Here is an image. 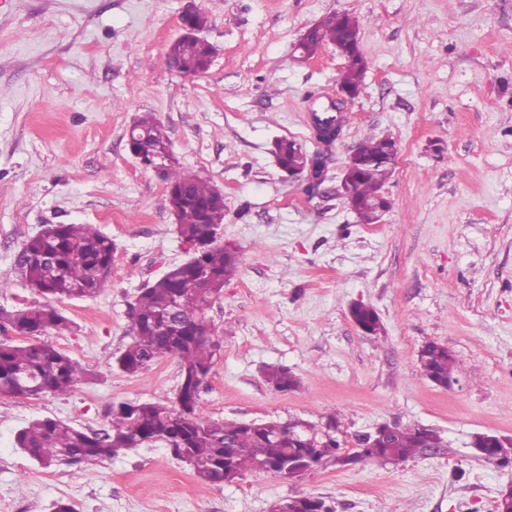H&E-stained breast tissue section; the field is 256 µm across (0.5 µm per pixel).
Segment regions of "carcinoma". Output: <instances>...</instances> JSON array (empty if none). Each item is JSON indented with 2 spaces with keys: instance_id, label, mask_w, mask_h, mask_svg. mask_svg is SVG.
Returning a JSON list of instances; mask_svg holds the SVG:
<instances>
[{
  "instance_id": "obj_1",
  "label": "carcinoma",
  "mask_w": 512,
  "mask_h": 512,
  "mask_svg": "<svg viewBox=\"0 0 512 512\" xmlns=\"http://www.w3.org/2000/svg\"><path fill=\"white\" fill-rule=\"evenodd\" d=\"M359 30L356 18L348 13L328 16L315 24L305 50L315 54L325 45L342 44L352 31ZM214 49L206 41L173 42L167 57L186 73L209 69ZM354 60L344 67L339 87L359 94L368 61L358 45H353ZM135 126L144 144L154 150L169 146L163 125L152 113L139 117ZM287 138L275 142L274 155L286 167L303 166L306 158ZM390 145L386 138L368 137L360 144L362 162L353 171L354 196L359 206L357 216L365 224L376 222L370 206L391 175L393 165L387 160ZM167 199L176 210L177 229L183 242H193L215 233L224 224V197L218 189L199 177L171 164L166 173ZM51 232L30 239L18 251L14 271L46 302L13 312L8 317L12 329L21 335L17 342L0 341V393L11 395L21 390L41 395H63L85 377L84 369L53 345L40 340L48 330H62L69 320L53 301L93 297L108 286L112 274L114 244L91 224H53ZM192 264L174 268L170 275L141 289L130 305L132 336L116 358L122 371L134 374L162 357H173L181 365V384L189 398L198 400L212 371L221 339L205 316L211 298L219 295L224 281L240 266L239 252L220 244L212 245L201 256H190ZM198 265L217 275L209 288L202 287L192 266ZM184 306L173 314L174 302ZM424 374L433 382L446 384L457 367L455 358L437 343H428L419 353ZM109 429L84 431L60 419L39 418L17 434V445L42 466L91 464L137 448L148 440H181L171 449L179 458L190 455L189 464L197 481L216 485L235 480L245 470H257L263 463L279 468L292 458L300 466L308 460L319 464L339 460L340 443L326 441L314 431L308 433L288 422L210 420L199 409L182 410L177 403L149 402L133 405L112 404ZM439 435L423 437L422 430L397 428L394 447L379 448L380 457L395 455L405 461L438 448ZM479 457L507 464L512 461V446L502 443L483 448ZM293 512H332L320 498H293Z\"/></svg>"
}]
</instances>
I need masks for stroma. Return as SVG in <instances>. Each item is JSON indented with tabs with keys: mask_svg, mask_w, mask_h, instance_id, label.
<instances>
[{
	"mask_svg": "<svg viewBox=\"0 0 512 512\" xmlns=\"http://www.w3.org/2000/svg\"><path fill=\"white\" fill-rule=\"evenodd\" d=\"M186 0H0V309L40 302L14 276L23 243L52 224H91L112 239V282L57 301L72 322L44 333L88 372L65 395H0V512H270L309 496L333 512H494L512 465L480 459L474 435L512 438V0H195L207 72L168 68ZM334 13L359 21L369 66L337 140L313 112L338 89L333 46L309 61L293 44ZM154 113L182 169L224 194L223 243L241 265L205 315L221 350L199 401L211 420L324 427L338 416L342 454L387 424L427 428L442 446L398 465H320L288 481L249 471L197 482L166 443L94 465L45 468L16 445L51 417L105 428L112 403L173 402L176 359L134 374L115 359L131 340L140 289L188 258L166 183L131 154L126 132ZM391 135L399 161L375 224L336 198L350 151ZM288 138L320 154L318 189L282 177L271 154ZM360 301L383 329L362 334ZM457 360L448 387L418 355ZM296 388L278 390L269 369Z\"/></svg>",
	"mask_w": 512,
	"mask_h": 512,
	"instance_id": "1",
	"label": "stroma"
}]
</instances>
